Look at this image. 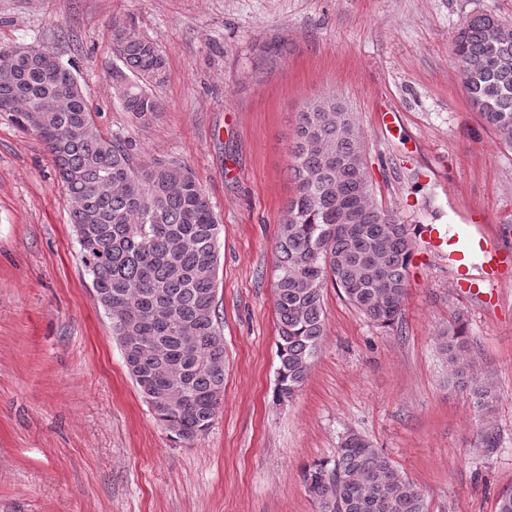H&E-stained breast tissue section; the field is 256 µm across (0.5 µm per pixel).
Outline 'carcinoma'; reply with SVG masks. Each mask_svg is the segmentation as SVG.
I'll return each mask as SVG.
<instances>
[{
  "label": "carcinoma",
  "mask_w": 512,
  "mask_h": 512,
  "mask_svg": "<svg viewBox=\"0 0 512 512\" xmlns=\"http://www.w3.org/2000/svg\"><path fill=\"white\" fill-rule=\"evenodd\" d=\"M489 11L471 17L453 39L452 59L472 107L512 148V33ZM114 97L141 125L164 110L153 87L165 81L166 59L123 19L110 26ZM78 76L53 71L18 53L0 62V110L46 145L65 188L81 262L110 319L128 374L171 440L205 434L224 396V336L215 295L220 227L194 173L177 162L137 161L133 142L98 127L85 93L64 112H41ZM288 171L296 183L275 243L277 396L292 398L306 381L325 335L323 291L331 284L371 323L394 325L407 294L411 228L371 201L364 146L353 114L336 94L297 112ZM448 358V384L493 411L490 374L468 363L463 317L437 338ZM487 455L496 434L483 429ZM319 512H428L421 491L366 438L346 436L333 459L304 474Z\"/></svg>",
  "instance_id": "1"
}]
</instances>
